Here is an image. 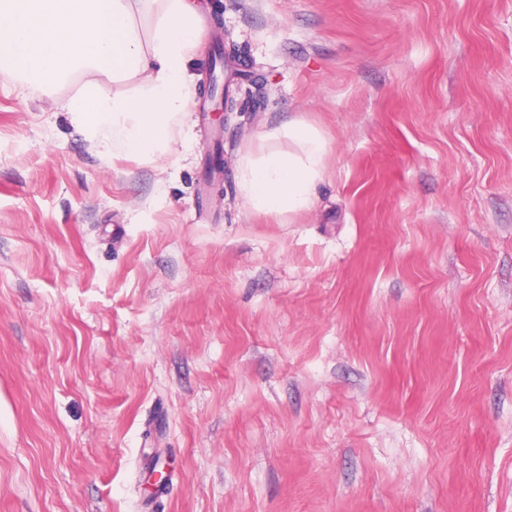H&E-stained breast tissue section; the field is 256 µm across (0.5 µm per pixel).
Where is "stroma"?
I'll return each instance as SVG.
<instances>
[{
    "label": "stroma",
    "mask_w": 512,
    "mask_h": 512,
    "mask_svg": "<svg viewBox=\"0 0 512 512\" xmlns=\"http://www.w3.org/2000/svg\"><path fill=\"white\" fill-rule=\"evenodd\" d=\"M205 4L176 162L0 81V512H512V0ZM280 135L294 142L297 150L284 152L269 146L255 155L246 154L241 161L238 189L252 209L276 215L295 214L313 204L321 178L327 143L314 128L296 121L264 139Z\"/></svg>",
    "instance_id": "35a3bbf8"
}]
</instances>
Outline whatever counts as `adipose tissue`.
Returning a JSON list of instances; mask_svg holds the SVG:
<instances>
[{"label": "adipose tissue", "instance_id": "ef3b65f1", "mask_svg": "<svg viewBox=\"0 0 512 512\" xmlns=\"http://www.w3.org/2000/svg\"><path fill=\"white\" fill-rule=\"evenodd\" d=\"M204 23L191 0H0V80L37 77L45 89L90 74L65 105L72 125L104 156L169 159L174 125L187 124L194 98L189 64ZM133 82V94L107 95L94 77ZM296 151L246 154L238 189L252 209L276 215L309 209L327 143L292 121L282 130Z\"/></svg>", "mask_w": 512, "mask_h": 512}]
</instances>
